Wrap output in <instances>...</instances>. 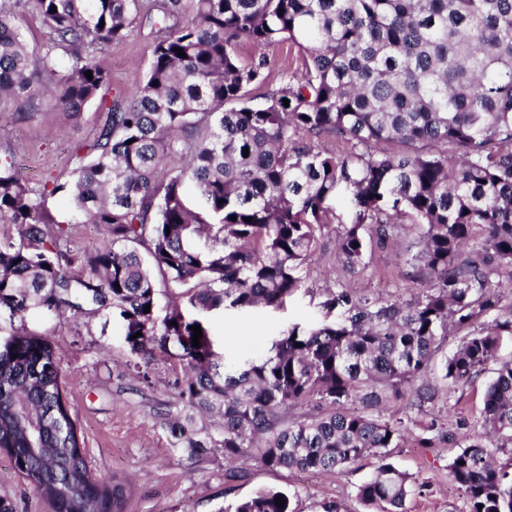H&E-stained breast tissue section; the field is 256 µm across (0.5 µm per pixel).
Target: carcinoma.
Returning <instances> with one entry per match:
<instances>
[{
    "label": "carcinoma",
    "instance_id": "carcinoma-1",
    "mask_svg": "<svg viewBox=\"0 0 512 512\" xmlns=\"http://www.w3.org/2000/svg\"><path fill=\"white\" fill-rule=\"evenodd\" d=\"M29 12L50 34L38 56L16 24ZM145 22L161 33L146 77L108 99L96 56ZM242 40L291 41L302 69L258 101L250 92L265 82L266 61L242 60ZM3 99L20 115L43 101L73 115L95 104L106 121L78 148L68 181L34 189L0 160V223L18 229L0 240V312L117 309L143 380L158 356L183 373L175 388L186 414L169 424L177 446L298 471L339 473L372 457L356 492L364 512H407L425 487L388 455L413 422L381 410L434 400L425 376L458 332L440 382L460 405L459 387L512 338V304L500 293L512 291V0H0ZM325 135L350 150H315ZM339 188L356 210L338 232L339 257L360 264L367 240L394 236L408 217L421 227L405 251L421 294L403 303L327 288L323 322L296 324L267 356L226 365L208 327L184 310L282 305L304 286ZM56 194L76 223L105 229L102 247L70 246L71 225L44 207ZM156 272L168 298L160 322ZM8 343L0 452L24 457L15 468L51 512H124L121 485L88 465L53 343L24 331ZM196 413L219 418L217 434L196 427ZM481 420L489 445L435 418L417 442L458 444L448 474L466 512H512V361L486 385ZM234 512L297 510L270 489Z\"/></svg>",
    "mask_w": 512,
    "mask_h": 512
}]
</instances>
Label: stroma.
Wrapping results in <instances>:
<instances>
[{"mask_svg":"<svg viewBox=\"0 0 512 512\" xmlns=\"http://www.w3.org/2000/svg\"><path fill=\"white\" fill-rule=\"evenodd\" d=\"M156 34L149 25L132 29L126 40L98 56L111 81L105 93L115 97L143 82ZM244 61L258 56L268 60L265 91L282 84L284 72L303 65L298 47L285 42L265 49L252 43L239 46ZM106 119L96 105L70 117L44 103L26 116H18L9 103H0V156L15 162L19 175L31 187L42 185L48 175L68 179L75 165V151L92 141ZM354 212L346 192L330 202L329 226L319 242L316 260L301 290L282 307L220 309L207 314L214 349L226 363L239 364L255 353H268L273 342L289 326L311 325L322 318L319 302L324 288H364L385 298L410 300L422 284L404 260L414 225L385 242H370L360 266L348 268L336 254V235L351 223ZM50 340L61 359L64 396L86 444L91 465L98 475L122 483L124 512H218L262 489L293 494L299 512H324L333 502L338 512H361L358 486L368 479L373 460L332 475L311 471L272 470L254 457L237 460L244 480L224 481V451L209 448L193 454L175 447L163 418L167 407L177 405L174 376L165 362H155L149 381L138 379L123 336L117 312L102 310L87 315L58 316L33 308L23 318L0 316V339L18 328ZM455 445L421 448L416 442L390 451L395 467L412 474L426 487L414 496L408 512H464L460 490L448 476V459ZM0 497L13 512H49L33 486L0 452Z\"/></svg>","mask_w":512,"mask_h":512,"instance_id":"stroma-1","label":"stroma"}]
</instances>
